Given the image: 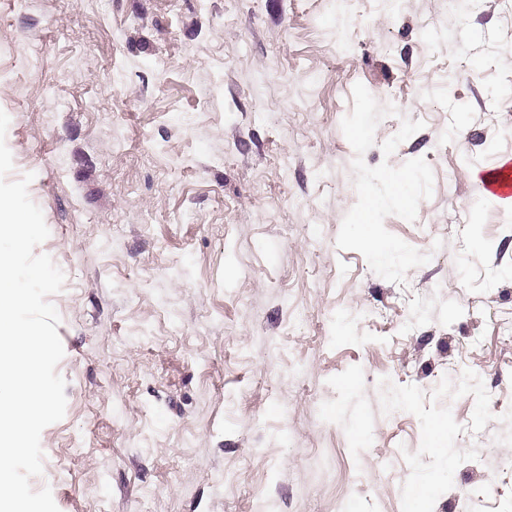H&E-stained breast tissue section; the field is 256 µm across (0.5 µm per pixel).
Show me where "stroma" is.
Segmentation results:
<instances>
[{"instance_id":"stroma-1","label":"stroma","mask_w":512,"mask_h":512,"mask_svg":"<svg viewBox=\"0 0 512 512\" xmlns=\"http://www.w3.org/2000/svg\"><path fill=\"white\" fill-rule=\"evenodd\" d=\"M358 83L365 163L434 173L401 285L336 244ZM0 110L65 275L59 512H512V0H0ZM478 190L489 200L512 198V164L496 165L478 178Z\"/></svg>"}]
</instances>
